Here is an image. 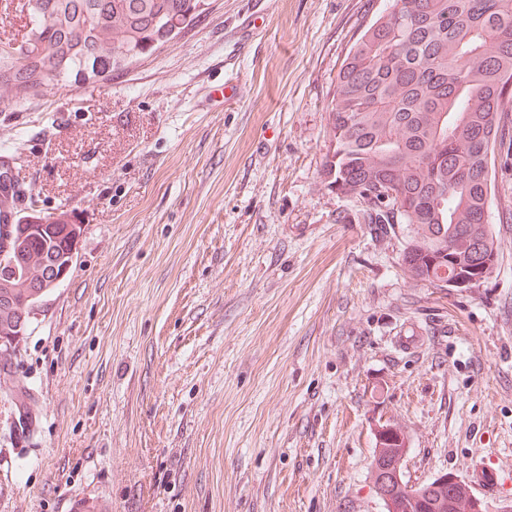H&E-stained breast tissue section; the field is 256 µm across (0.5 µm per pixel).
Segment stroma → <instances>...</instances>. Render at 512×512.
<instances>
[{
  "instance_id": "obj_1",
  "label": "stroma",
  "mask_w": 512,
  "mask_h": 512,
  "mask_svg": "<svg viewBox=\"0 0 512 512\" xmlns=\"http://www.w3.org/2000/svg\"><path fill=\"white\" fill-rule=\"evenodd\" d=\"M389 0H209L124 69L0 112V155L82 226L0 370V512H383L404 478L512 497V144L492 273L434 288L322 175L328 105ZM28 429H20L21 420ZM393 425L382 422L377 426L371 464L372 488L384 512H408L404 505L409 499L417 501V507L422 509L419 512L490 511L472 485L455 472L441 473L423 485H406L403 467L408 448L402 439L405 433L399 425Z\"/></svg>"
}]
</instances>
